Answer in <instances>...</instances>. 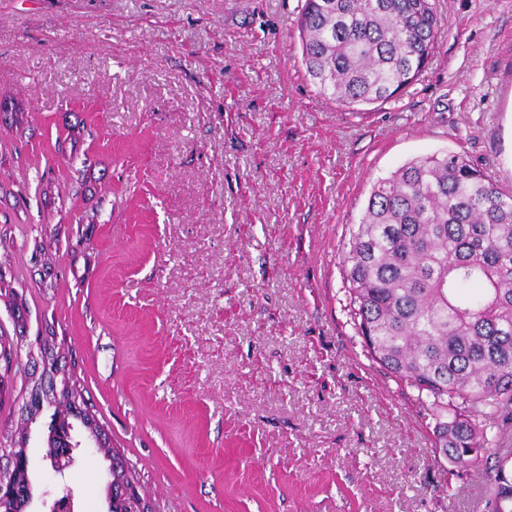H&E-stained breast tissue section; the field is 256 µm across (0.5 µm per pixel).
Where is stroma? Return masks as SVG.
Returning a JSON list of instances; mask_svg holds the SVG:
<instances>
[{"instance_id": "35a3bbf8", "label": "stroma", "mask_w": 512, "mask_h": 512, "mask_svg": "<svg viewBox=\"0 0 512 512\" xmlns=\"http://www.w3.org/2000/svg\"><path fill=\"white\" fill-rule=\"evenodd\" d=\"M301 0H0V336L54 330L153 512H489L491 475L435 456L413 389L368 359L342 261L373 185L461 153L512 191V0H435V54L355 114L301 61ZM13 364L33 501L109 512L110 460Z\"/></svg>"}]
</instances>
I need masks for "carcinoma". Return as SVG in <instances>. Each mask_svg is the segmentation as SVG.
<instances>
[{
  "label": "carcinoma",
  "instance_id": "obj_1",
  "mask_svg": "<svg viewBox=\"0 0 512 512\" xmlns=\"http://www.w3.org/2000/svg\"><path fill=\"white\" fill-rule=\"evenodd\" d=\"M439 30L434 0H304L297 19L309 77L353 112L409 89ZM342 268L367 357L427 403L449 463L494 472L493 512H512V194L453 151L415 158L373 186ZM45 403L51 458L68 444Z\"/></svg>",
  "mask_w": 512,
  "mask_h": 512
}]
</instances>
